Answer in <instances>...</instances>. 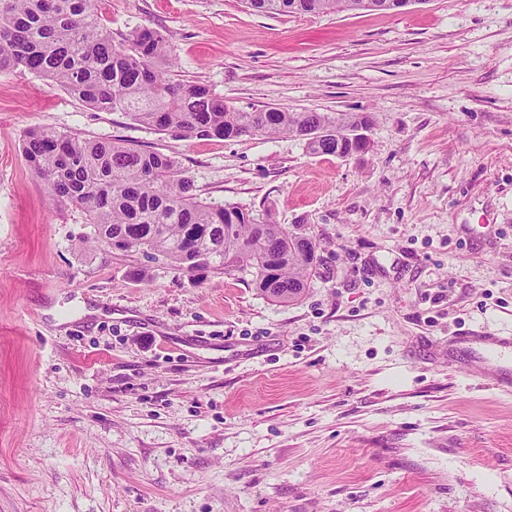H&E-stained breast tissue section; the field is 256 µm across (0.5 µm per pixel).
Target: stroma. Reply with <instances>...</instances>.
I'll use <instances>...</instances> for the list:
<instances>
[{"instance_id":"35a3bbf8","label":"stroma","mask_w":512,"mask_h":512,"mask_svg":"<svg viewBox=\"0 0 512 512\" xmlns=\"http://www.w3.org/2000/svg\"><path fill=\"white\" fill-rule=\"evenodd\" d=\"M229 106L364 113L366 152L186 138L0 73V512H512V390L455 339L512 332V0L261 15L95 0ZM171 158L199 199L312 236L280 304L248 272L95 244L25 131Z\"/></svg>"}]
</instances>
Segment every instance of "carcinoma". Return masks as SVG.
<instances>
[{"label":"carcinoma","mask_w":512,"mask_h":512,"mask_svg":"<svg viewBox=\"0 0 512 512\" xmlns=\"http://www.w3.org/2000/svg\"><path fill=\"white\" fill-rule=\"evenodd\" d=\"M243 2L267 14L352 11V0ZM129 41L130 51L113 44L94 0H0V71L24 67L94 110L124 112L187 138L288 134L314 155L341 158L368 148L358 133L369 123L366 115L231 108L204 84L164 76L170 51L158 32L143 28ZM22 150L50 199L85 210L97 241L112 249L153 251L186 271L246 269L256 290L281 303L301 298L320 265L312 238L236 206L200 201L192 181L165 155L53 127L26 132Z\"/></svg>","instance_id":"cac0c4a2"}]
</instances>
